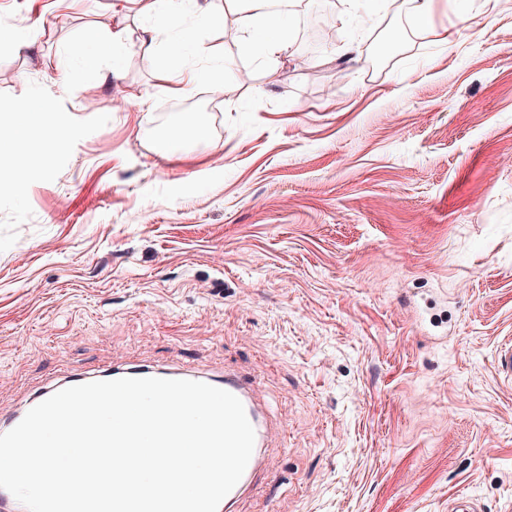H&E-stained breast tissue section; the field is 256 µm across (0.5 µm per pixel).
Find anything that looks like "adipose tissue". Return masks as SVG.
<instances>
[{"label": "adipose tissue", "mask_w": 512, "mask_h": 512, "mask_svg": "<svg viewBox=\"0 0 512 512\" xmlns=\"http://www.w3.org/2000/svg\"><path fill=\"white\" fill-rule=\"evenodd\" d=\"M235 6L238 15L235 42L242 52L256 54L268 60L289 55L291 43L285 35L288 12L278 0H225ZM48 105L22 112L7 107L0 110V126L12 127L15 141L0 149V167L15 168L20 152L32 142L47 136L44 116Z\"/></svg>", "instance_id": "1"}]
</instances>
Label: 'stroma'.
Here are the masks:
<instances>
[{
    "mask_svg": "<svg viewBox=\"0 0 512 512\" xmlns=\"http://www.w3.org/2000/svg\"><path fill=\"white\" fill-rule=\"evenodd\" d=\"M366 7L301 0L265 63L189 6L146 53L138 0H0V108L64 133L0 178V429L88 371L232 372L267 420L232 512H512V0ZM116 24L118 72L67 58ZM197 129L196 119L188 115L178 126L169 129L162 136V141L156 145L157 152L165 154L174 142L189 138ZM496 372L504 383H512V338L497 346L494 356Z\"/></svg>",
    "mask_w": 512,
    "mask_h": 512,
    "instance_id": "35a3bbf8",
    "label": "stroma"
}]
</instances>
